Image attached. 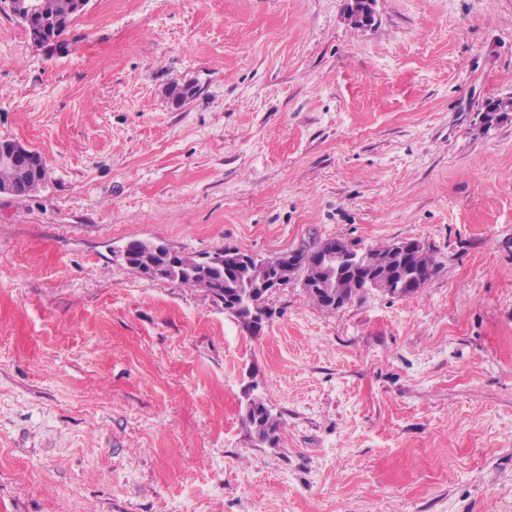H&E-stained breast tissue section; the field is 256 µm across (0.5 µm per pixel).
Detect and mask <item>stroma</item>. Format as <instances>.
Returning a JSON list of instances; mask_svg holds the SVG:
<instances>
[{"instance_id":"stroma-1","label":"stroma","mask_w":512,"mask_h":512,"mask_svg":"<svg viewBox=\"0 0 512 512\" xmlns=\"http://www.w3.org/2000/svg\"><path fill=\"white\" fill-rule=\"evenodd\" d=\"M347 4L90 0L62 55L0 10V140L50 165L0 194V512H512V0ZM329 237L439 269L334 311L292 281L253 337L112 255ZM412 263L420 268V278L416 279V283L412 288L406 289L404 287L400 290L399 288H393L390 291L391 288H387L383 281L377 282L378 288L390 291L388 294L392 296H407L423 288L436 274L438 262L436 261L433 251L422 245L417 256L412 260ZM242 423L245 424L260 441H282L284 423L281 416L273 414L258 397L248 396L242 412Z\"/></svg>"}]
</instances>
